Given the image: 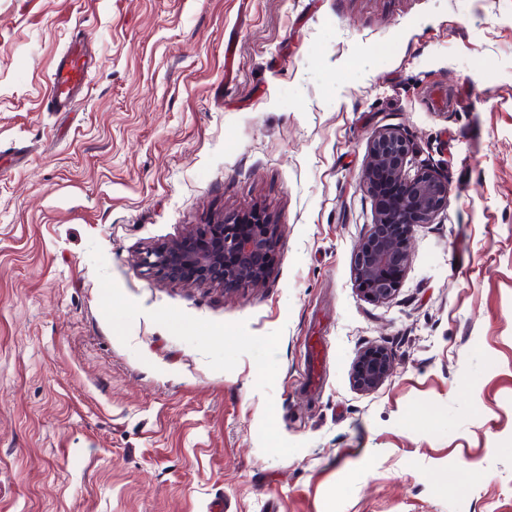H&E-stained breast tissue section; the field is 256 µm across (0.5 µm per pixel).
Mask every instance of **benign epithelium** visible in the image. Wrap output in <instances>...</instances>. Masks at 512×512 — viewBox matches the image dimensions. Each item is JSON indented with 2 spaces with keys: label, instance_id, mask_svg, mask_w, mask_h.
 Returning a JSON list of instances; mask_svg holds the SVG:
<instances>
[{
  "label": "benign epithelium",
  "instance_id": "benign-epithelium-1",
  "mask_svg": "<svg viewBox=\"0 0 512 512\" xmlns=\"http://www.w3.org/2000/svg\"><path fill=\"white\" fill-rule=\"evenodd\" d=\"M411 141L397 128L378 130L369 145L360 182L374 198L375 220L354 255L357 288L366 300L386 303L398 291L412 249L414 226L430 224L448 207V178L430 167L411 169ZM280 226L245 214L234 224L220 217L145 253L142 265L192 284L256 287L271 274L280 250ZM392 354L369 346L358 354L352 380L373 391L393 371Z\"/></svg>",
  "mask_w": 512,
  "mask_h": 512
}]
</instances>
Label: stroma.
I'll return each mask as SVG.
<instances>
[{
  "label": "stroma",
  "instance_id": "1",
  "mask_svg": "<svg viewBox=\"0 0 512 512\" xmlns=\"http://www.w3.org/2000/svg\"><path fill=\"white\" fill-rule=\"evenodd\" d=\"M75 39L89 88L47 111ZM387 126L450 203L376 304L353 258ZM250 211L282 226L260 287L140 262ZM370 345L395 367L368 393ZM217 498L512 512V0H0V512ZM322 357L320 339L316 337L309 346L305 367V381L310 388H316L322 381ZM392 354L383 347L369 346L358 354L352 367V380L361 391H373L382 385L393 371Z\"/></svg>",
  "mask_w": 512,
  "mask_h": 512
}]
</instances>
